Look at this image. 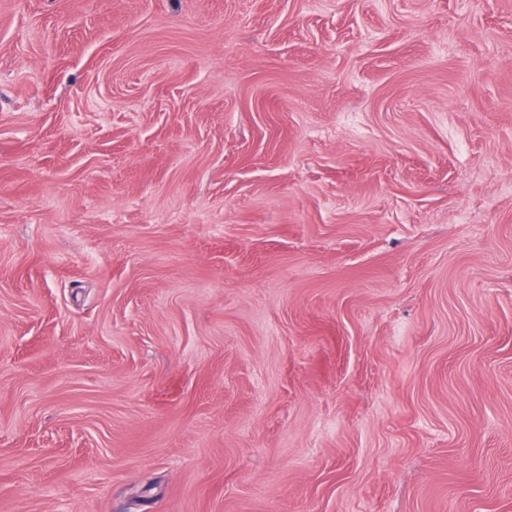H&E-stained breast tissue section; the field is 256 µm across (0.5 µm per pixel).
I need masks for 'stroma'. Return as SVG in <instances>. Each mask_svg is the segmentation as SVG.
<instances>
[{"label": "stroma", "instance_id": "35a3bbf8", "mask_svg": "<svg viewBox=\"0 0 512 512\" xmlns=\"http://www.w3.org/2000/svg\"><path fill=\"white\" fill-rule=\"evenodd\" d=\"M0 512H512V0H0Z\"/></svg>", "mask_w": 512, "mask_h": 512}]
</instances>
